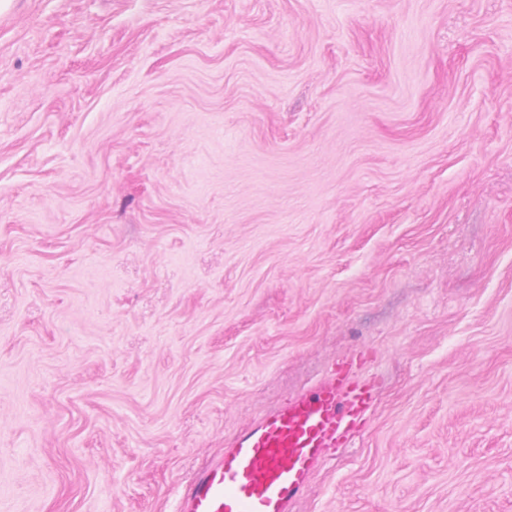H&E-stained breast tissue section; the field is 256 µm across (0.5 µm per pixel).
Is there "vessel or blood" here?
<instances>
[{
  "mask_svg": "<svg viewBox=\"0 0 512 512\" xmlns=\"http://www.w3.org/2000/svg\"><path fill=\"white\" fill-rule=\"evenodd\" d=\"M352 351L224 445L174 494L172 512H292L311 476L370 422L379 381Z\"/></svg>",
  "mask_w": 512,
  "mask_h": 512,
  "instance_id": "1",
  "label": "vessel or blood"
}]
</instances>
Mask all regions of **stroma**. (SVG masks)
I'll return each instance as SVG.
<instances>
[{"label":"stroma","mask_w":512,"mask_h":512,"mask_svg":"<svg viewBox=\"0 0 512 512\" xmlns=\"http://www.w3.org/2000/svg\"><path fill=\"white\" fill-rule=\"evenodd\" d=\"M356 347L293 512H512V0H11L0 512H170Z\"/></svg>","instance_id":"35a3bbf8"}]
</instances>
